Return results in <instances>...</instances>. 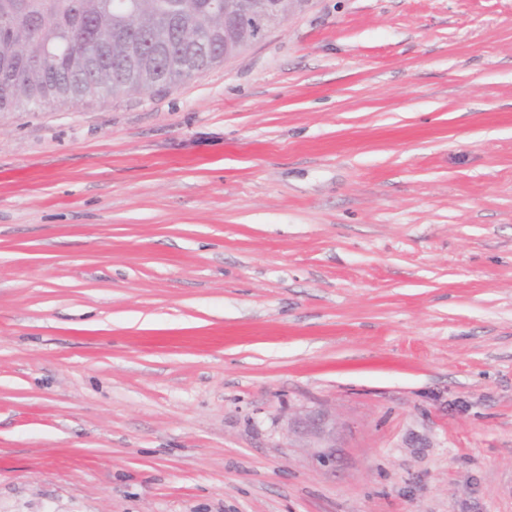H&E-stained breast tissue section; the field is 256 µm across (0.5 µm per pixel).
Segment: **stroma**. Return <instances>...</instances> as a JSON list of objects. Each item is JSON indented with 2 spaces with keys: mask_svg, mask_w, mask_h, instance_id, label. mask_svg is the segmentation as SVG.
<instances>
[{
  "mask_svg": "<svg viewBox=\"0 0 512 512\" xmlns=\"http://www.w3.org/2000/svg\"><path fill=\"white\" fill-rule=\"evenodd\" d=\"M0 512H512V0L0 112Z\"/></svg>",
  "mask_w": 512,
  "mask_h": 512,
  "instance_id": "1",
  "label": "stroma"
}]
</instances>
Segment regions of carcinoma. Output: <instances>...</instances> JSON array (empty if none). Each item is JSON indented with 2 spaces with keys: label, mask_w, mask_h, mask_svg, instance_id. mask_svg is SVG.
Returning a JSON list of instances; mask_svg holds the SVG:
<instances>
[{
  "label": "carcinoma",
  "mask_w": 512,
  "mask_h": 512,
  "mask_svg": "<svg viewBox=\"0 0 512 512\" xmlns=\"http://www.w3.org/2000/svg\"><path fill=\"white\" fill-rule=\"evenodd\" d=\"M195 33L185 32L181 0H0V112L79 106L118 93L174 85L224 62V47L250 30L187 0Z\"/></svg>",
  "instance_id": "cac0c4a2"
}]
</instances>
